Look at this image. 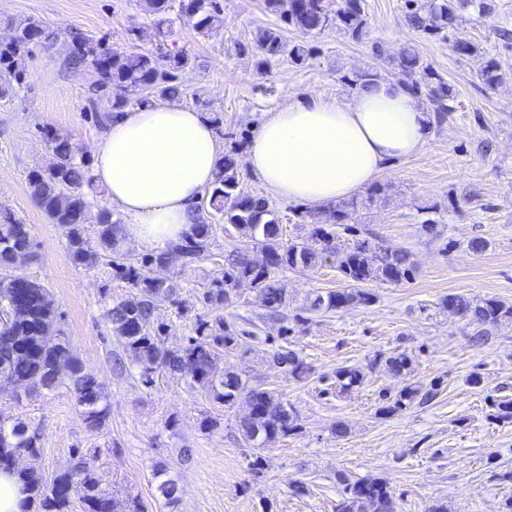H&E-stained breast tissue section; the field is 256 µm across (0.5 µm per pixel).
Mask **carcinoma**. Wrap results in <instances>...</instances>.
I'll return each instance as SVG.
<instances>
[{"label": "carcinoma", "instance_id": "1", "mask_svg": "<svg viewBox=\"0 0 512 512\" xmlns=\"http://www.w3.org/2000/svg\"><path fill=\"white\" fill-rule=\"evenodd\" d=\"M174 0H142L144 10L164 24ZM267 8L278 14L288 25L304 35L335 26L354 39L365 34L368 25L364 0H266ZM472 7L480 14L491 11L488 0H405L407 24L429 36L453 39V50L459 56L479 52L473 42L455 35L458 12ZM180 16L200 35L207 34L214 23L221 21L217 0H180ZM13 39L0 41V102H10L18 96L24 81L22 62L33 48L49 49L58 41V33L44 21L29 17L11 22ZM255 53L260 64L281 55L301 66L312 53L304 42L289 44L278 30L266 29L255 39ZM398 68L406 74H424L429 80L427 98L432 111L444 119L453 110L451 89L413 49L405 48L395 58ZM191 65L190 55L183 49L171 52L158 48L151 53L118 52L83 32L70 33L68 67L84 71L89 77L93 103L105 101L111 112H121L128 103L125 93L133 92L146 101L155 96L179 99L184 93L180 73ZM479 78L488 86L503 79L498 62L490 58L479 71ZM119 90L122 95L115 97ZM45 139L53 161L44 169L28 172L26 181L39 207L55 223L66 229V259L72 264L94 267L108 257L117 277L123 280L129 293L106 310L112 333L122 344L123 355L114 360L119 374L137 370L139 382L147 387L155 377L165 374L181 378L191 373L194 384L208 397L231 407L243 397L252 400L253 413L238 424L244 441L255 448H267L297 429V415L279 393L253 385L233 371L215 376L217 361L238 346V329L224 319V310L231 298L228 293L242 281L256 289L266 307V316L284 320L288 294L275 274L280 270L314 269L327 259L336 261L347 286L336 291L316 292L306 302V313L325 314L359 305H368L375 295L364 289L367 283L399 285L412 279L415 266L409 251L401 248L382 250L370 240L358 241L347 249L336 246L333 227L347 224L353 214L370 206L385 195V187H371L366 197L353 198L336 204L322 224H311L310 236L317 243L312 248L296 242L283 243L277 212L265 198L241 192L238 153H224L214 182L205 190V211L197 213L190 233L175 248H167L130 259L122 250V222L109 210L91 214L86 191L93 189L89 166L80 146L66 134L45 131ZM222 219L239 233L249 237L254 248L263 255L256 263L249 254L229 250L222 254L211 251L216 224ZM96 225L95 236L87 234V225ZM33 240L28 225L11 215H4L0 224V269H7L19 259L33 260ZM181 256L190 264L209 257L218 266L196 302L179 299V284L173 280H158L154 267L169 262L172 255ZM177 306V315L186 317L200 303L217 312L214 321L196 318L187 343L172 349L165 346L164 324H154V315L163 303ZM443 307L452 308L460 319L474 326L473 341L484 343L492 330L512 322V305L497 299H473L450 294ZM57 313L49 291L36 281L18 286L7 278L0 279V379L28 388L54 391L66 387L74 395L83 419L92 430L103 428L109 408L103 385L84 370L71 352L66 337L58 336L48 345L43 332L54 328ZM282 343L264 362L284 369L297 382L309 377V367L298 353L288 346L286 325L280 327ZM386 369L394 374L411 370L412 358L400 353L385 361ZM336 390L347 392L363 382L358 367L345 366L336 370ZM428 400L433 393H420L414 387L404 388L385 411L403 409L417 397ZM27 452L41 454L40 434L22 419L0 420V469L12 471L22 483L25 509L23 512H72L73 498H78L83 512H119L118 502L102 488L97 472L90 466L86 454L77 450L70 467L47 478L34 469L22 468L17 456ZM336 481L341 486L336 512H396L394 493L387 480L366 478L351 480L342 472Z\"/></svg>", "mask_w": 512, "mask_h": 512}]
</instances>
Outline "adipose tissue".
<instances>
[{"instance_id":"obj_1","label":"adipose tissue","mask_w":512,"mask_h":512,"mask_svg":"<svg viewBox=\"0 0 512 512\" xmlns=\"http://www.w3.org/2000/svg\"><path fill=\"white\" fill-rule=\"evenodd\" d=\"M430 122L411 90L380 79L344 102L317 95L269 113L245 163L273 196L325 205L367 187L391 161L423 154ZM94 156L93 182L130 217V234L165 247L190 232L224 153L200 112L166 104L110 117Z\"/></svg>"}]
</instances>
